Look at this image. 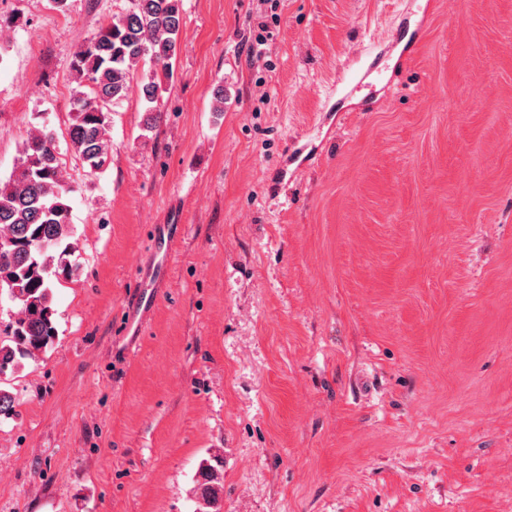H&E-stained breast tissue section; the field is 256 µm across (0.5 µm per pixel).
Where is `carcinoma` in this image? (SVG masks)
<instances>
[{
	"label": "carcinoma",
	"instance_id": "1",
	"mask_svg": "<svg viewBox=\"0 0 512 512\" xmlns=\"http://www.w3.org/2000/svg\"><path fill=\"white\" fill-rule=\"evenodd\" d=\"M180 2L131 0L125 14L101 25L75 53L68 148L89 171L109 162L111 112L131 94L145 105L144 129L159 123L163 79L172 76L178 53ZM69 193L55 133L45 125L23 143L18 168L0 180V294L21 305L9 325L11 342H0V375L52 346L57 336L53 281L73 274ZM199 476V503L220 512L224 462H202Z\"/></svg>",
	"mask_w": 512,
	"mask_h": 512
}]
</instances>
